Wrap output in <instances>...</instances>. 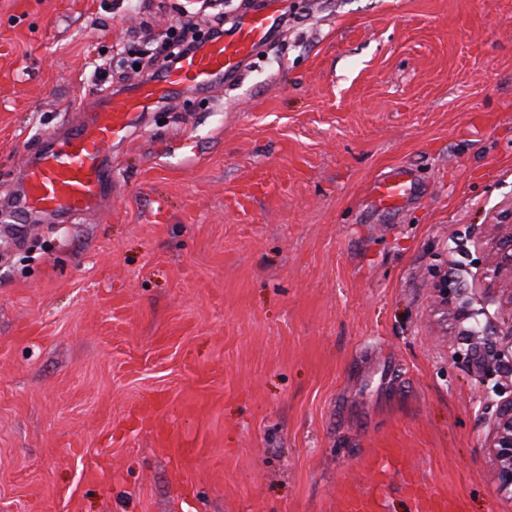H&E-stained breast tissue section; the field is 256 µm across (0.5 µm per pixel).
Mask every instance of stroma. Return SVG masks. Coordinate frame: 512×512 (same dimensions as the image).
<instances>
[{
  "mask_svg": "<svg viewBox=\"0 0 512 512\" xmlns=\"http://www.w3.org/2000/svg\"><path fill=\"white\" fill-rule=\"evenodd\" d=\"M243 2L0 0V199L46 129L162 67L98 81L115 50ZM283 7L233 87L152 107L98 213L0 222V512H332L373 448L512 512V0ZM411 179L404 173H395L375 182L373 191L383 209L396 210L411 190ZM491 453L499 463V480L504 491L512 492V396L499 402Z\"/></svg>",
  "mask_w": 512,
  "mask_h": 512,
  "instance_id": "35a3bbf8",
  "label": "stroma"
}]
</instances>
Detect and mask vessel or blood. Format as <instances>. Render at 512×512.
I'll list each match as a JSON object with an SVG mask.
<instances>
[{
    "label": "vessel or blood",
    "mask_w": 512,
    "mask_h": 512,
    "mask_svg": "<svg viewBox=\"0 0 512 512\" xmlns=\"http://www.w3.org/2000/svg\"><path fill=\"white\" fill-rule=\"evenodd\" d=\"M280 2L266 0L262 9L245 12L225 30L223 37L206 42L178 67L142 80L113 104L98 106L65 137H58L52 129L45 131V146L28 166L20 192L0 202V208L11 214L50 211L78 217L98 211L112 189L107 158L113 146L129 141L144 113L159 101L173 98L181 89L214 95L236 81L248 60L280 26ZM410 189L408 176L401 172L375 182L373 187L387 210L399 208ZM362 465L377 479L408 467L401 448L371 449ZM405 488L415 500L417 512H465L461 497L437 487L424 490L415 476H408ZM377 506L375 493L361 492L345 483L336 494L334 509L377 512Z\"/></svg>",
    "instance_id": "obj_1"
}]
</instances>
